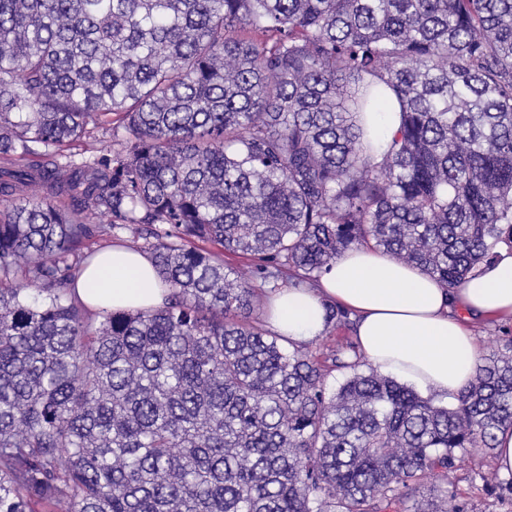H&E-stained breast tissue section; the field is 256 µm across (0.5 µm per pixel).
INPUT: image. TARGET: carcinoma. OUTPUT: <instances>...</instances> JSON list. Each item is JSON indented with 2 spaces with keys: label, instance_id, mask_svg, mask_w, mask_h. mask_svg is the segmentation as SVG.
I'll use <instances>...</instances> for the list:
<instances>
[{
  "label": "carcinoma",
  "instance_id": "obj_1",
  "mask_svg": "<svg viewBox=\"0 0 512 512\" xmlns=\"http://www.w3.org/2000/svg\"><path fill=\"white\" fill-rule=\"evenodd\" d=\"M0 155L46 158L0 175V512H436L512 427V337L444 406L257 317L351 247L455 288L512 245V0H0ZM121 232L163 306L78 298ZM366 121L375 140L386 142L398 129L395 112L366 113Z\"/></svg>",
  "mask_w": 512,
  "mask_h": 512
}]
</instances>
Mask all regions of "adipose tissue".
<instances>
[{
	"label": "adipose tissue",
	"mask_w": 512,
	"mask_h": 512,
	"mask_svg": "<svg viewBox=\"0 0 512 512\" xmlns=\"http://www.w3.org/2000/svg\"><path fill=\"white\" fill-rule=\"evenodd\" d=\"M75 288L97 309L157 308L167 296L151 257L118 245L98 253ZM329 301L353 313L357 342L374 367L452 400L480 364L472 321H512V252L501 251L481 275L446 288L416 267L357 246L342 253L317 286L269 294L263 321L271 332L306 344L327 332Z\"/></svg>",
	"instance_id": "obj_1"
}]
</instances>
